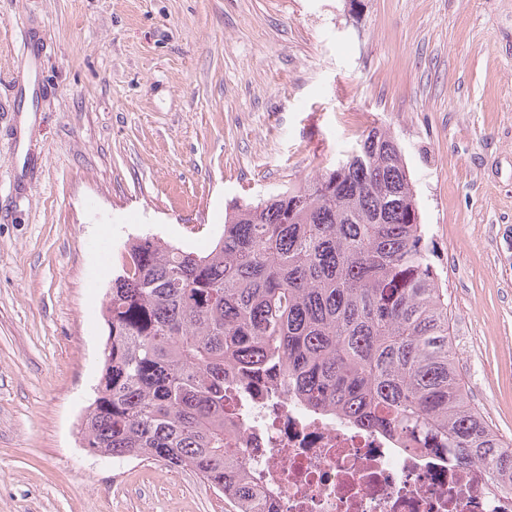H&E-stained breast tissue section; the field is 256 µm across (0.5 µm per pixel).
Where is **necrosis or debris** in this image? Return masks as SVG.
I'll return each mask as SVG.
<instances>
[{
	"instance_id": "4bbe7bcc",
	"label": "necrosis or debris",
	"mask_w": 512,
	"mask_h": 512,
	"mask_svg": "<svg viewBox=\"0 0 512 512\" xmlns=\"http://www.w3.org/2000/svg\"><path fill=\"white\" fill-rule=\"evenodd\" d=\"M224 424L269 512H512L482 468L348 427L279 387L225 397Z\"/></svg>"
}]
</instances>
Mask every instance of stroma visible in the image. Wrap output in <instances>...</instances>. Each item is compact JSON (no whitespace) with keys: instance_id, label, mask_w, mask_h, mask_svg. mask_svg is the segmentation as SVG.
Instances as JSON below:
<instances>
[{"instance_id":"obj_1","label":"stroma","mask_w":512,"mask_h":512,"mask_svg":"<svg viewBox=\"0 0 512 512\" xmlns=\"http://www.w3.org/2000/svg\"><path fill=\"white\" fill-rule=\"evenodd\" d=\"M399 143L466 392L512 440V0H0V512H229L81 423L129 238Z\"/></svg>"}]
</instances>
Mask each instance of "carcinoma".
I'll list each match as a JSON object with an SVG mask.
<instances>
[{
	"label": "carcinoma",
	"instance_id": "carcinoma-1",
	"mask_svg": "<svg viewBox=\"0 0 512 512\" xmlns=\"http://www.w3.org/2000/svg\"><path fill=\"white\" fill-rule=\"evenodd\" d=\"M83 447L194 471L231 512L265 493L227 448L224 388L281 384L301 405L478 465L512 495V442L471 403L448 296L397 141L373 126L303 183L225 211L205 254L124 246Z\"/></svg>",
	"mask_w": 512,
	"mask_h": 512
}]
</instances>
